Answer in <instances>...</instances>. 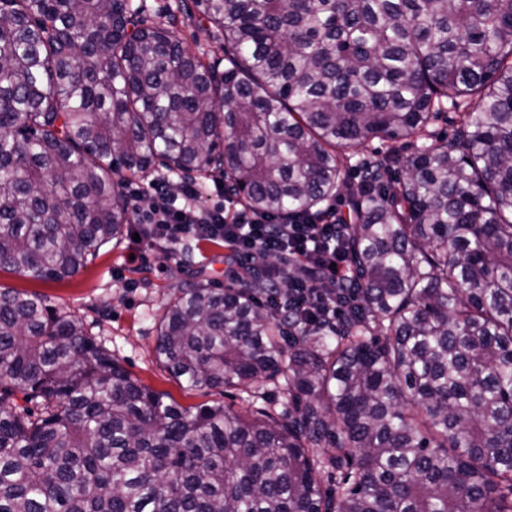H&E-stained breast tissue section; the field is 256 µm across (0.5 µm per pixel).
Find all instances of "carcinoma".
Listing matches in <instances>:
<instances>
[{
  "label": "carcinoma",
  "instance_id": "carcinoma-1",
  "mask_svg": "<svg viewBox=\"0 0 512 512\" xmlns=\"http://www.w3.org/2000/svg\"><path fill=\"white\" fill-rule=\"evenodd\" d=\"M198 3L221 74L129 0H0V269L79 273L159 159L223 169L262 213L344 195L345 311L289 322L258 252L180 288L157 356L189 388L252 387L240 413L166 400L0 287V512H512V0ZM373 139L346 181L339 152Z\"/></svg>",
  "mask_w": 512,
  "mask_h": 512
}]
</instances>
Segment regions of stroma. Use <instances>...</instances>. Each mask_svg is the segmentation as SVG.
Listing matches in <instances>:
<instances>
[{
    "instance_id": "1",
    "label": "stroma",
    "mask_w": 512,
    "mask_h": 512,
    "mask_svg": "<svg viewBox=\"0 0 512 512\" xmlns=\"http://www.w3.org/2000/svg\"><path fill=\"white\" fill-rule=\"evenodd\" d=\"M197 0H144L146 14L156 22L170 15L180 20V36L216 68H224V42L214 37L202 19ZM138 259H131L132 250ZM223 245L201 242L182 264L159 251L135 248L124 236L101 249L98 257L76 276L61 281L37 280L8 269L0 270V286L46 295L51 304L80 318L88 332L112 351L123 366L153 390L184 407L221 401L239 404L241 389H187L157 358L154 345L157 317L171 295L201 275L213 287H224Z\"/></svg>"
}]
</instances>
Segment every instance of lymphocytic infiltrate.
<instances>
[{
	"instance_id": "f902f5d3",
	"label": "lymphocytic infiltrate",
	"mask_w": 512,
	"mask_h": 512,
	"mask_svg": "<svg viewBox=\"0 0 512 512\" xmlns=\"http://www.w3.org/2000/svg\"><path fill=\"white\" fill-rule=\"evenodd\" d=\"M142 242L180 260L186 239L223 244L231 251H262L274 285H287L281 310L295 322L336 316V291L346 275L342 240L345 226L335 208L310 216L277 218L255 213L236 201L208 206L192 180L178 191L157 182L148 197H134Z\"/></svg>"
}]
</instances>
